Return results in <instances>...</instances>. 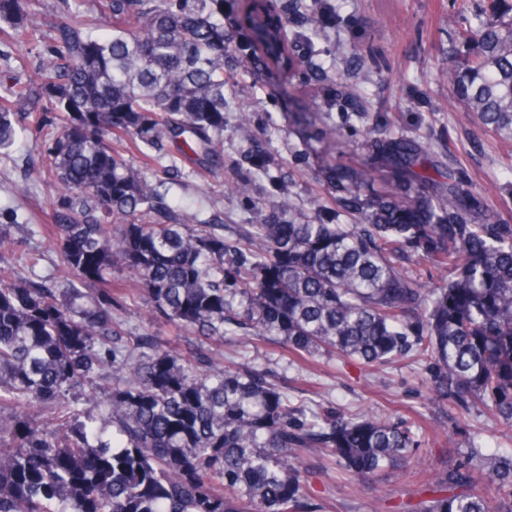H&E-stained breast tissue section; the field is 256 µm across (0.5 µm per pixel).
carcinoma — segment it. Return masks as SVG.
Masks as SVG:
<instances>
[{"label": "carcinoma", "mask_w": 512, "mask_h": 512, "mask_svg": "<svg viewBox=\"0 0 512 512\" xmlns=\"http://www.w3.org/2000/svg\"><path fill=\"white\" fill-rule=\"evenodd\" d=\"M32 0H0V60L24 44L31 75L0 97V152L35 113L50 131L52 223L62 274L35 273L0 224V512H321L305 491L303 461L329 456L356 479L416 468L418 427L368 412H314L289 401L275 375L224 365L212 346L238 331L273 337L298 360L322 354L367 366L413 356L430 365L436 395L475 403L512 441V224H472L463 185L443 184L423 143L376 126L363 135L417 185L395 195L370 169L331 165L357 224L286 215L290 198L227 242L215 228L159 201L155 184L114 147L125 140L224 167L225 91L243 49L224 29V0H104L96 24L85 0H56L61 18L38 20ZM302 12L250 0L248 19L276 62L301 67L288 25L326 21L322 0ZM453 100L479 124L512 136V0H491L456 33L448 70ZM238 162L263 174L265 141ZM419 250L444 273L421 285L401 253ZM136 277L157 317L194 337L182 350L116 326ZM50 407L47 429L28 411ZM13 415L7 417L3 410ZM454 471L425 476L431 497L405 512H501L512 502V448L472 443ZM484 489L475 485V476Z\"/></svg>", "instance_id": "cac0c4a2"}]
</instances>
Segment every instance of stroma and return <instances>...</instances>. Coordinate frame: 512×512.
<instances>
[{
    "label": "stroma",
    "instance_id": "stroma-1",
    "mask_svg": "<svg viewBox=\"0 0 512 512\" xmlns=\"http://www.w3.org/2000/svg\"><path fill=\"white\" fill-rule=\"evenodd\" d=\"M336 10L327 27L313 36L310 67L322 69L336 83V105H321L327 136H308L296 123L298 102L294 86L302 75L282 76L274 63L243 73L231 90L238 109L224 115V168L211 173L180 165L175 173H155L153 180L164 203L182 208L198 224H220L225 239H234L238 226L258 223L260 202L293 197L296 219L304 221L314 209L339 224L355 221L342 204L343 194L330 182L323 161L352 167L381 166L382 158L363 136L375 125L406 139L427 143L443 175L461 182L475 197L478 215L498 224H512V139L479 125L464 109L449 111L450 92L436 75L448 66V50L457 29L472 17L480 0H329ZM346 54L328 55L331 44ZM255 133L273 131L266 143V174L254 178L250 168L236 163L248 151V141L235 135L241 117ZM44 139L22 134L21 143L0 160V224L18 223L17 252L39 254V275H56L62 268L55 240L28 237V224L50 221L54 189L49 178H30L40 164ZM255 179L253 201L231 192L229 185ZM116 320L132 334L149 332L161 342L177 341V328L150 315L141 295L129 293ZM226 362L249 357L255 365L283 377L293 403L322 405L355 415L379 410L420 425L424 430L417 455L436 470L458 468L460 447L469 442L493 447L499 421L482 407L462 410L439 399L431 388L426 364L406 361L366 368L336 356L309 364L293 360L279 342L256 336L225 341L219 346ZM307 490L323 512H389L391 507L418 502L422 482L411 475L384 472V502L342 472H325L317 458L304 462Z\"/></svg>",
    "mask_w": 512,
    "mask_h": 512
}]
</instances>
